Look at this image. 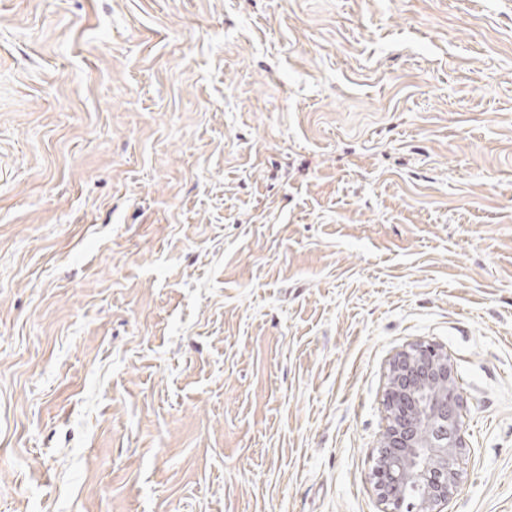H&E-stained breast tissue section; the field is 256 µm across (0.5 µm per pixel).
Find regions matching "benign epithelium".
<instances>
[{
  "label": "benign epithelium",
  "instance_id": "obj_1",
  "mask_svg": "<svg viewBox=\"0 0 512 512\" xmlns=\"http://www.w3.org/2000/svg\"><path fill=\"white\" fill-rule=\"evenodd\" d=\"M461 407L447 352L418 344L394 356L385 398L387 427L373 471L384 512H404L410 487L420 491L416 512H442L460 482Z\"/></svg>",
  "mask_w": 512,
  "mask_h": 512
}]
</instances>
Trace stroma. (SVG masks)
<instances>
[{"label":"stroma","mask_w":512,"mask_h":512,"mask_svg":"<svg viewBox=\"0 0 512 512\" xmlns=\"http://www.w3.org/2000/svg\"><path fill=\"white\" fill-rule=\"evenodd\" d=\"M420 343L512 512V0H0V512H382Z\"/></svg>","instance_id":"1"}]
</instances>
